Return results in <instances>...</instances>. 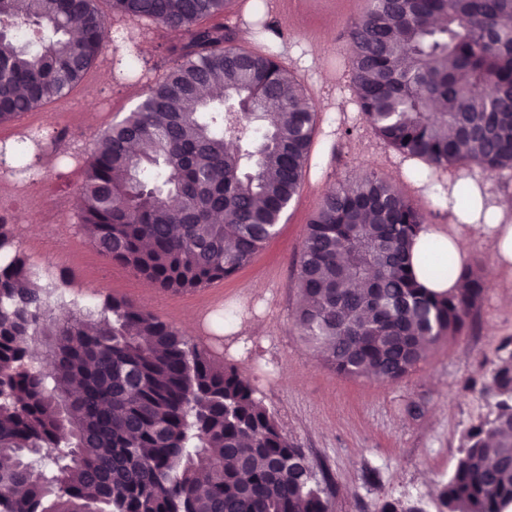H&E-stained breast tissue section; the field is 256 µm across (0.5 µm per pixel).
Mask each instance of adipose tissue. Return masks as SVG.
<instances>
[{
  "label": "adipose tissue",
  "instance_id": "adipose-tissue-1",
  "mask_svg": "<svg viewBox=\"0 0 512 512\" xmlns=\"http://www.w3.org/2000/svg\"><path fill=\"white\" fill-rule=\"evenodd\" d=\"M469 190L468 203L451 211V229L422 225L416 247L438 244L450 254L455 266L462 267L468 261V252L460 240L461 230L488 232L492 235L496 271L512 275V194L495 191L491 182L482 177L470 179Z\"/></svg>",
  "mask_w": 512,
  "mask_h": 512
}]
</instances>
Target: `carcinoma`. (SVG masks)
Segmentation results:
<instances>
[{
  "mask_svg": "<svg viewBox=\"0 0 512 512\" xmlns=\"http://www.w3.org/2000/svg\"><path fill=\"white\" fill-rule=\"evenodd\" d=\"M0 0V124L65 97L119 50L112 21L184 35L174 66L95 140L78 207L97 251L162 290L234 276L298 194L314 106L272 54L217 21L230 0ZM211 23H205V20ZM80 22L74 36L72 25ZM361 118L404 160L512 170V0H369L347 32ZM426 214L374 172L329 191L297 261L292 330L348 377L396 381L473 327L465 292L413 270ZM422 274L452 275L435 244ZM494 419L468 429L440 512H512V354ZM333 485L231 363L123 298L61 317L0 218V512H331ZM378 512H425L386 500Z\"/></svg>",
  "mask_w": 512,
  "mask_h": 512,
  "instance_id": "1",
  "label": "carcinoma"
}]
</instances>
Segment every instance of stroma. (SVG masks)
I'll return each mask as SVG.
<instances>
[{"mask_svg": "<svg viewBox=\"0 0 512 512\" xmlns=\"http://www.w3.org/2000/svg\"><path fill=\"white\" fill-rule=\"evenodd\" d=\"M254 3L234 0L224 24L237 32L241 47L275 51L315 104L317 125L300 191L278 234L253 261L209 287L157 289L147 299L142 279L100 255L80 224L81 158L108 125L134 108L147 81L173 64L167 48L178 35L147 21L134 27L151 47L135 64L136 78L85 81L70 94L76 111H59L51 102L24 115L27 123L69 129L79 145L44 146L55 163L43 169L34 199L10 208L14 245L38 270L42 285L57 289L65 304L94 308L108 297L129 299L188 331L217 362L236 364L288 438L332 478L331 512H377L383 501L394 498L419 500L426 512H439L437 489L456 464L464 434L495 413V400L485 390L500 359L512 353V308L502 301L512 293V276L493 275L474 327L435 345L412 372L393 382L339 375L291 331L298 302L296 262L307 224L328 187L373 171L393 178L431 223L445 228L450 220L409 178H394L397 154L358 114L337 111L338 101L352 93L343 68L349 56L346 32L368 0H298L294 5L268 0L265 18L283 33L277 40L249 24ZM294 48L299 56H311V66L291 56ZM322 69L330 71L331 80L320 85L313 74ZM224 308L238 309L241 317L235 336L219 341L211 320ZM254 321L263 324V333L255 337L254 348H241L240 339Z\"/></svg>", "mask_w": 512, "mask_h": 512, "instance_id": "obj_1", "label": "stroma"}]
</instances>
